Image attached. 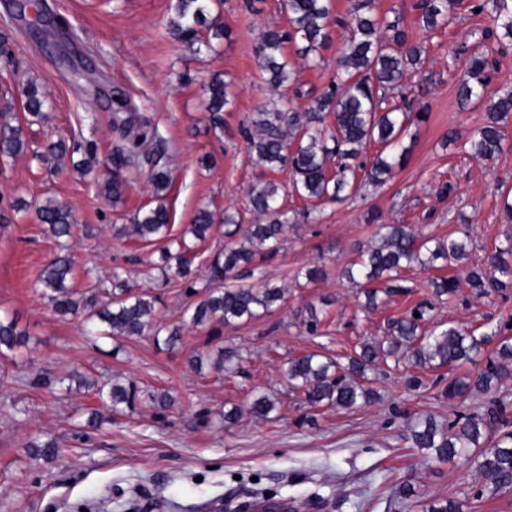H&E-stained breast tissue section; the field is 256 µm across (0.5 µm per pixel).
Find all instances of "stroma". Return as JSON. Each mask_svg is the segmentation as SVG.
<instances>
[{
  "mask_svg": "<svg viewBox=\"0 0 512 512\" xmlns=\"http://www.w3.org/2000/svg\"><path fill=\"white\" fill-rule=\"evenodd\" d=\"M418 2H372L376 17L401 19L426 48L422 68L409 72L405 83L429 117L415 129L405 163L384 185L367 187L362 198L325 205L319 222L290 225L281 249L259 259L254 275L284 288L283 302L271 314L214 332L184 324L192 298L179 279H164L157 270L161 243L119 237L115 228L129 223L136 210L161 202L170 210L173 234H180L201 207L219 215L228 208L246 211L248 191L262 178L278 185L286 209L305 207L288 172L272 173L250 160L242 128L271 103L298 110L309 93H320L336 72L345 29L333 28L320 67L302 69L297 98L274 93L253 52L263 28L287 23L278 0H224L217 10L227 36L201 51L170 34V0H24L20 10L15 0H0V30L10 34L12 51L10 61L0 60V104L11 103L23 115L29 144L24 155H0V201L50 199L71 207L79 224L68 241L72 289L83 293L121 268L134 290L159 296L157 321L184 326L174 351L148 335H89L82 318H61L42 294L38 275L59 251L46 225L30 210L0 224V315L16 319L28 335L25 347L0 357V512H208L210 505L242 501L264 488L278 489L296 510L317 500L324 512H421L431 500L454 497L464 502L463 512H512V492L474 498L483 484L474 468L437 461L407 439L420 415L444 424L458 409L484 411L487 394L451 402L434 384L476 372L483 358L452 370L424 369L429 384L417 390L406 383L410 367L378 364L371 382L378 401L350 410L309 407L284 380L289 359L308 352L344 357L364 343L387 340L388 319L430 297L427 273L409 268L403 275L414 286L411 294L386 299L372 313L361 310L364 297L342 271L356 248L375 241L368 211L431 238L469 232L470 256L448 267L450 276L465 277L485 253L512 239V218L497 203L501 190L512 188V122L501 153L489 162L451 141L486 120L483 103L458 104L466 60L456 48L484 44L495 62L488 91L501 93L512 91V39L490 34L492 9L473 13L472 0H460L445 29L423 33L416 24ZM216 74L232 81L235 94L218 128L204 110L206 85ZM30 80L47 99L40 119L24 115L22 88ZM120 94L129 114L147 119L165 139L161 164L174 180L159 196L139 176L115 204L101 188L105 168L84 174L67 164L53 172L41 155L50 142L73 134L105 159L117 139L112 114ZM205 155L209 163L200 164ZM444 183L452 190L438 195ZM311 266L323 269L320 280H296L297 271ZM322 298L332 304L320 335L302 334L299 312ZM431 316L465 329L493 326L512 318V289L480 296L463 287L434 302ZM223 347L242 352L244 373L199 372L188 363ZM79 375L131 379L140 388L170 392L177 405L161 414L140 400L114 412L82 443L76 432L102 404L93 391L66 387V378ZM263 394L275 408L257 420L248 406ZM230 410L237 419L228 424L224 414ZM38 434L56 439L57 457L28 453L26 442ZM406 481L415 484L417 503L393 499V489Z\"/></svg>",
  "mask_w": 512,
  "mask_h": 512,
  "instance_id": "stroma-1",
  "label": "stroma"
}]
</instances>
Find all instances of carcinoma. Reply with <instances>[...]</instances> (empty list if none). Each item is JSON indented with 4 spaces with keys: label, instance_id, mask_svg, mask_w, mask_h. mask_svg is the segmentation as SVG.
<instances>
[{
    "label": "carcinoma",
    "instance_id": "obj_1",
    "mask_svg": "<svg viewBox=\"0 0 512 512\" xmlns=\"http://www.w3.org/2000/svg\"><path fill=\"white\" fill-rule=\"evenodd\" d=\"M495 28L512 38V0H494ZM459 0H420L417 18L419 27L436 31L448 24L455 14ZM287 25L264 29L254 46L264 80L274 92L293 89L302 67L317 65L318 50L330 40L333 24L349 28L348 45L337 62L336 76L327 88L300 111L282 112L278 109L257 112L250 124L242 129L249 158L269 171L288 170L294 192L307 201H337L340 193L349 189L355 196L368 186L386 183L394 169L402 165L410 147L405 145L409 128L427 119L425 110L411 109L410 90L404 77L411 69L422 66L423 47L412 41L400 25V18L380 21L372 14L371 0H350L344 19L334 15L333 0H282ZM174 16L169 31L186 43L200 41L199 29L206 28L213 36L224 35V25L212 16V0H175ZM297 48L302 63L288 58L287 45ZM490 62L481 53L470 55L466 72L458 87V101L465 106L476 100H487L488 119L468 133L465 143L470 156L489 161L503 148L506 122L512 118V92L485 98ZM24 108L32 117L43 115L45 99L33 82L23 89ZM234 95L230 83L220 77L208 84L205 110L218 125L222 112L232 105ZM130 119L113 117V129L119 141L112 147L107 163L128 177L105 182L112 202L123 200L131 180L148 164L149 178L155 192H165L172 185L171 171L152 164L151 155L160 151L164 139L155 132L136 130ZM378 147L374 155L367 154L369 146ZM28 149L22 122L13 112L0 108V154L15 157ZM81 151V144L68 146L59 140L47 146V152L57 161ZM248 211L258 217L255 224L244 223L239 211L224 210V250L212 256L205 268L209 286L204 295L186 310V322L194 326H221L247 322L272 311L284 299L285 289L268 283L248 282L257 269V249L272 256L279 251L283 234L293 221L279 202L278 187L271 181L253 186L249 192ZM39 220L48 232L61 240L73 236L77 227L73 211L50 201L36 207ZM169 209L158 204L138 210L131 223L118 229L122 236H137L147 242L167 240L160 251L162 270L174 271L187 290H194L193 259L185 238H170L172 225ZM214 224V213L207 207L198 210L194 223L185 233L205 241ZM378 243L357 252L345 269V276L362 288L364 307L378 308L381 296L409 294L412 287L400 277L402 268L416 264L425 271L452 265L469 252V235L432 241L416 234L407 224H380L376 232ZM512 240L497 247L484 262L470 269L465 282L479 295L491 291L504 292L512 288ZM73 262L63 254L46 265L38 276L47 291L54 310L61 316L84 315L98 336H141L150 331L155 342L175 349L182 340L180 325L160 326L154 322L158 298L145 292H135L123 278V272H112V288L94 289L79 299L73 297L70 280ZM431 294L441 300L455 295L461 288L455 276H433L429 279ZM432 303L423 301L403 316L388 321L391 341L386 351L364 344L360 351L340 361L319 353H307L288 362L286 378L290 390L299 392L313 406L327 405L349 410L374 399L365 387L367 372L388 356H407L411 365L452 367L473 362L486 347L494 345L493 355L484 367L474 374L448 380L443 394L449 400L487 393L512 377V336L504 334L506 327L497 326L476 335L456 326L436 325L430 329L429 311ZM328 311L308 305L301 316L303 332L319 335ZM27 343V333L17 327L14 319L0 317V354L6 355ZM244 358L232 348H223L210 362L218 373L239 371ZM99 400L110 404L113 411L124 405L135 406L140 389L132 380L114 382L109 388L97 390ZM147 399L159 411L174 406L168 392L154 391ZM275 405L266 396L255 397L250 412L256 418H266ZM493 421L507 428L494 444L487 448L485 428ZM412 446L435 451L439 461L452 462L459 458L472 466L484 480L483 488L475 491L480 498L486 488L492 491L512 490V406L495 399L483 413L459 414L440 427L429 419L416 421L409 429ZM29 451L47 460L59 454L53 438L36 436L27 443Z\"/></svg>",
    "mask_w": 512,
    "mask_h": 512
}]
</instances>
